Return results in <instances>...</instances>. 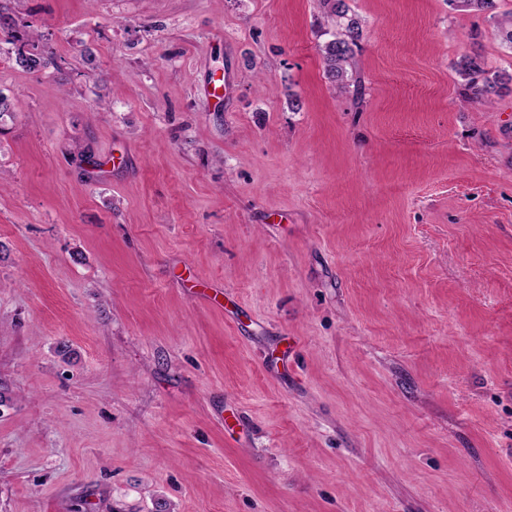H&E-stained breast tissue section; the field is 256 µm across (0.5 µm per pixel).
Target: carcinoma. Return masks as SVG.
Returning <instances> with one entry per match:
<instances>
[{
	"instance_id": "1",
	"label": "carcinoma",
	"mask_w": 512,
	"mask_h": 512,
	"mask_svg": "<svg viewBox=\"0 0 512 512\" xmlns=\"http://www.w3.org/2000/svg\"><path fill=\"white\" fill-rule=\"evenodd\" d=\"M326 9L327 21L336 27L331 39L318 45L325 64L327 76L340 89L353 87L356 95H363V85L351 80L349 69L353 67L354 47L361 36L360 20L352 12L346 0H320ZM453 9L463 12H481L489 15L498 29L501 44L512 51V12L497 13V0H448ZM0 30L8 36L12 44L19 43L15 51L17 65L27 71H40L49 66H57L53 53L41 50L36 45L38 35L26 37L17 33L14 18L0 8ZM455 71L464 87V98L487 105L492 103L491 95L499 94L508 88L512 75L487 69L483 56L479 53L466 54L455 64Z\"/></svg>"
}]
</instances>
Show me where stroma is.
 <instances>
[{"instance_id": "stroma-1", "label": "stroma", "mask_w": 512, "mask_h": 512, "mask_svg": "<svg viewBox=\"0 0 512 512\" xmlns=\"http://www.w3.org/2000/svg\"><path fill=\"white\" fill-rule=\"evenodd\" d=\"M347 2L0 0V512H512V52ZM326 9L327 22L336 27L331 33V39L318 46L325 64L327 76L336 83L340 89L353 87L356 95H363V85L356 79L350 83L352 71L354 47L361 36L362 27L360 20L352 12L346 0H320ZM0 29L9 37V43L16 44V42H20V45L15 51V61L17 65L30 72L46 69L50 65L56 67L57 63L55 62L53 52L41 50L38 48V45L35 44L39 35L32 33L26 39L21 33L18 34L14 18L9 13L3 12L1 5ZM455 71L464 87L467 101H479L491 104L489 96L498 95L503 89L508 90L512 75L487 69L483 56L479 53L463 55L455 64Z\"/></svg>"}]
</instances>
